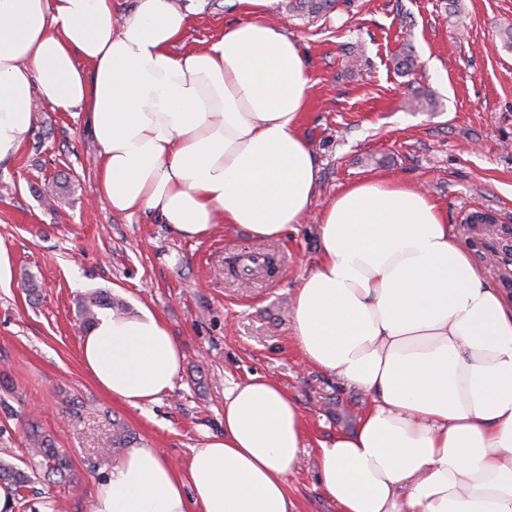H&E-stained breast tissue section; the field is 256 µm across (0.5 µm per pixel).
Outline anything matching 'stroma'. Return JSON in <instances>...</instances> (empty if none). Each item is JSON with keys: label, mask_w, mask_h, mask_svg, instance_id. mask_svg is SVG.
Segmentation results:
<instances>
[{"label": "stroma", "mask_w": 512, "mask_h": 512, "mask_svg": "<svg viewBox=\"0 0 512 512\" xmlns=\"http://www.w3.org/2000/svg\"><path fill=\"white\" fill-rule=\"evenodd\" d=\"M276 0L275 21L303 49L310 104L302 132L319 165L314 214L345 187L386 178L426 190L488 280L512 294V0H354L311 22ZM189 14L174 55L208 46L240 20L228 0H176ZM413 50L411 74L394 57ZM428 93L431 109L408 106ZM98 146L83 111L62 112L36 96L30 130L0 162V247L12 278L0 285V448L25 455L24 423L37 419L72 464L69 483H35L15 512H90L113 460L101 453L113 420L177 467L224 432V390L275 379L304 419V448L287 476L296 512H336L318 479L316 450L354 429L368 399L306 364L293 336V299L319 253L314 219L278 240L215 225L186 239L148 211H112L95 191ZM68 178L55 205L45 182ZM468 212L495 216L466 224ZM276 253L275 273L235 276L229 256ZM33 275L37 296L21 284ZM103 289L131 311L154 310L181 344L184 371L160 403L134 408L101 392L81 365V297Z\"/></svg>", "instance_id": "stroma-1"}]
</instances>
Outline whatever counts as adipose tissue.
<instances>
[{
  "instance_id": "ef3b65f1",
  "label": "adipose tissue",
  "mask_w": 512,
  "mask_h": 512,
  "mask_svg": "<svg viewBox=\"0 0 512 512\" xmlns=\"http://www.w3.org/2000/svg\"><path fill=\"white\" fill-rule=\"evenodd\" d=\"M204 50L174 55L187 15L137 0H0V161L20 147L35 95L85 110L96 191L113 211H154L187 239L213 225L278 238L306 221L318 163L301 132L308 67L274 0ZM320 253L293 301L305 362L366 394L356 428L320 444L337 512H512V296L491 285L424 191L352 184L318 219ZM184 354L161 317L100 310L81 363L136 408L171 392ZM302 415L273 379L224 390V434L176 469L126 448L91 512H295L286 476Z\"/></svg>"
}]
</instances>
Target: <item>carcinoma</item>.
I'll list each match as a JSON object with an SVG mask.
<instances>
[{"label":"carcinoma","mask_w":512,"mask_h":512,"mask_svg":"<svg viewBox=\"0 0 512 512\" xmlns=\"http://www.w3.org/2000/svg\"><path fill=\"white\" fill-rule=\"evenodd\" d=\"M349 0H290L289 11L300 12L312 18L323 17L335 7ZM108 308L117 311L127 310L126 305L112 299V294L107 291H94L86 295L78 306L77 317L83 324L90 325L95 317L96 310ZM27 460L24 466L14 462L11 452L5 450L0 453V484H8L19 494L22 490L40 477L50 476L66 477L70 464L65 456L60 454L55 446L53 438L45 433L37 421L30 419L26 427ZM135 442V436L129 427L121 422H116L112 427V438L106 443L108 451L114 455Z\"/></svg>","instance_id":"1"}]
</instances>
